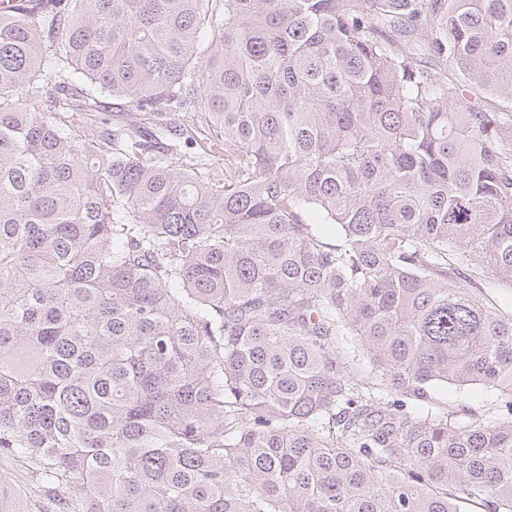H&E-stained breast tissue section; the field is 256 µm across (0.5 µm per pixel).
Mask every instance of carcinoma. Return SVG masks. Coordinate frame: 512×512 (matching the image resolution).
Returning a JSON list of instances; mask_svg holds the SVG:
<instances>
[{
	"mask_svg": "<svg viewBox=\"0 0 512 512\" xmlns=\"http://www.w3.org/2000/svg\"><path fill=\"white\" fill-rule=\"evenodd\" d=\"M483 284L512 288V0L0 10V456L57 512H512ZM437 384L504 400L405 409ZM432 408L455 415V421H468L470 411L477 414L495 415L501 396L481 385H440L431 391Z\"/></svg>",
	"mask_w": 512,
	"mask_h": 512,
	"instance_id": "1",
	"label": "carcinoma"
}]
</instances>
